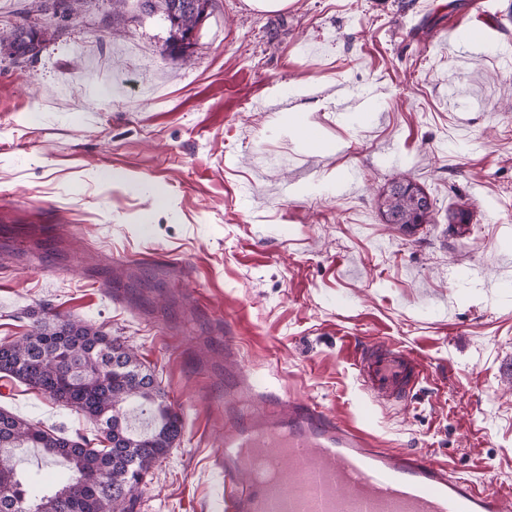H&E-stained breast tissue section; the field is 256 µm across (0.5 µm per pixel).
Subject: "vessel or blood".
Listing matches in <instances>:
<instances>
[{
    "instance_id": "b4317fda",
    "label": "vessel or blood",
    "mask_w": 512,
    "mask_h": 512,
    "mask_svg": "<svg viewBox=\"0 0 512 512\" xmlns=\"http://www.w3.org/2000/svg\"><path fill=\"white\" fill-rule=\"evenodd\" d=\"M363 392L403 403L424 377L402 347L347 341ZM213 409L224 512H505L504 499L445 465L380 447L319 404L256 389L233 368Z\"/></svg>"
}]
</instances>
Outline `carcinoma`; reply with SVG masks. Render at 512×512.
<instances>
[{
    "instance_id": "cac0c4a2",
    "label": "carcinoma",
    "mask_w": 512,
    "mask_h": 512,
    "mask_svg": "<svg viewBox=\"0 0 512 512\" xmlns=\"http://www.w3.org/2000/svg\"><path fill=\"white\" fill-rule=\"evenodd\" d=\"M211 0H138L140 12L161 13L169 23L166 53L182 58L192 45L190 34L209 15ZM44 33L18 28L0 44L24 57L36 51ZM427 195L411 176L395 177L378 197L387 224L403 230L432 223L435 204L421 210L416 196ZM0 373L77 407L95 421L105 448L0 411V512H98L106 499L129 512L134 494L149 469L164 458L179 439L183 423L168 402L151 370L119 340L92 324L72 323L58 316L43 317L19 339L0 345ZM136 403L152 419L143 430L131 427L126 404ZM40 448L63 459L75 476L106 475L95 492L84 494L67 483L53 492L20 479L15 450Z\"/></svg>"
}]
</instances>
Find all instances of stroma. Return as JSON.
<instances>
[{"instance_id":"35a3bbf8","label":"stroma","mask_w":512,"mask_h":512,"mask_svg":"<svg viewBox=\"0 0 512 512\" xmlns=\"http://www.w3.org/2000/svg\"><path fill=\"white\" fill-rule=\"evenodd\" d=\"M75 9L0 0V35L45 33L33 57L0 48V344L51 312L153 371L183 429L132 512H220L209 395L229 339L257 387L362 421L512 512V53L465 49L474 25L512 40V0H213L182 59L136 0ZM298 109L322 148L280 123ZM401 172L435 200L411 234L377 207ZM348 336L423 365L406 403L366 397ZM0 409L100 445L94 421L1 374ZM17 470L70 477L36 448Z\"/></svg>"}]
</instances>
